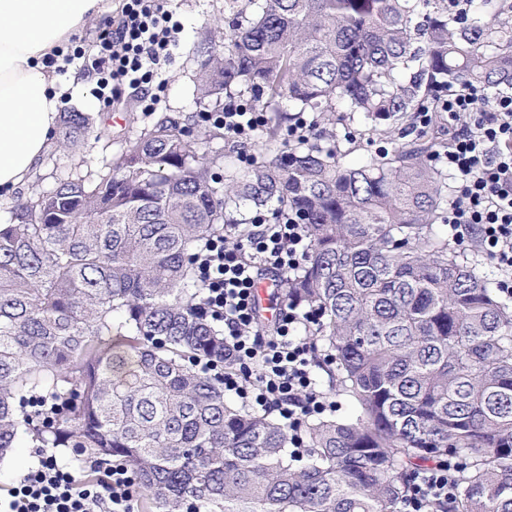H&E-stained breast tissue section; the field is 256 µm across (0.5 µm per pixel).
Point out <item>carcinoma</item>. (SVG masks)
<instances>
[{"instance_id":"carcinoma-1","label":"carcinoma","mask_w":512,"mask_h":512,"mask_svg":"<svg viewBox=\"0 0 512 512\" xmlns=\"http://www.w3.org/2000/svg\"><path fill=\"white\" fill-rule=\"evenodd\" d=\"M205 37L201 103L263 113L266 155L163 117L112 173L60 179L0 224V461L24 443L134 473L144 512H403L412 472L462 458L448 512H512V309L439 223L443 143L407 139L461 81L512 89V5L240 0ZM316 130L286 144L297 113ZM339 121L393 144L347 164ZM90 131L66 112L65 151ZM275 205L307 224L285 304L312 309L319 379L351 411L288 428L202 369L229 365L193 263ZM224 146V152L230 156V160L238 164L242 169L247 167L246 162H242V157L255 156L259 159L262 153L261 140L257 139L250 143L229 139V141H219L213 144L214 148Z\"/></svg>"}]
</instances>
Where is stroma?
Segmentation results:
<instances>
[{"mask_svg": "<svg viewBox=\"0 0 512 512\" xmlns=\"http://www.w3.org/2000/svg\"><path fill=\"white\" fill-rule=\"evenodd\" d=\"M232 6L233 0H164L165 9L181 26L180 47L170 63L162 67L160 84L126 89L116 107H104L95 97L94 77L73 83V76L81 71L79 63L65 65L57 74L58 84L64 89L61 109L87 113L92 130L75 153L67 155L58 146H50L29 177L17 187L15 200L49 190L56 179L81 176L89 169L108 173L112 157L121 151L126 140L158 115L166 113L179 117L187 125L201 122L205 107L196 99L200 59L194 47L201 38L218 35L216 23L228 15ZM148 92L159 93L161 97L156 111H143L140 105L141 96Z\"/></svg>", "mask_w": 512, "mask_h": 512, "instance_id": "1", "label": "stroma"}]
</instances>
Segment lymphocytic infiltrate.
Segmentation results:
<instances>
[{"instance_id":"f902f5d3","label":"lymphocytic infiltrate","mask_w":512,"mask_h":512,"mask_svg":"<svg viewBox=\"0 0 512 512\" xmlns=\"http://www.w3.org/2000/svg\"><path fill=\"white\" fill-rule=\"evenodd\" d=\"M179 27L160 0H122L119 14L95 31L97 52L75 50L110 103L121 87L150 83L179 46ZM455 128L435 160L457 182L443 218L453 239L491 261L504 297L512 298V95L485 101L477 89H449L441 102ZM207 120L226 136L250 140L262 115L243 105L210 112ZM310 250L307 227L293 213L273 221L256 219L247 231L210 240L194 258L207 290L206 307L224 330V345L234 360L224 370V387L261 408L277 411L295 425L323 414L329 403L311 377L312 355L303 335L315 311L282 308L266 326L254 307V288L262 273L279 281L298 271ZM38 465L0 498V512H134L135 479L124 464L100 461L91 474L78 476L60 467L54 455L38 449ZM457 464L441 462L418 471L405 512H446L457 491Z\"/></svg>"}]
</instances>
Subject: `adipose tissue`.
Segmentation results:
<instances>
[{
	"mask_svg": "<svg viewBox=\"0 0 512 512\" xmlns=\"http://www.w3.org/2000/svg\"><path fill=\"white\" fill-rule=\"evenodd\" d=\"M102 0H0V198L51 144L63 94L47 56L59 53Z\"/></svg>",
	"mask_w": 512,
	"mask_h": 512,
	"instance_id": "obj_1",
	"label": "adipose tissue"
}]
</instances>
